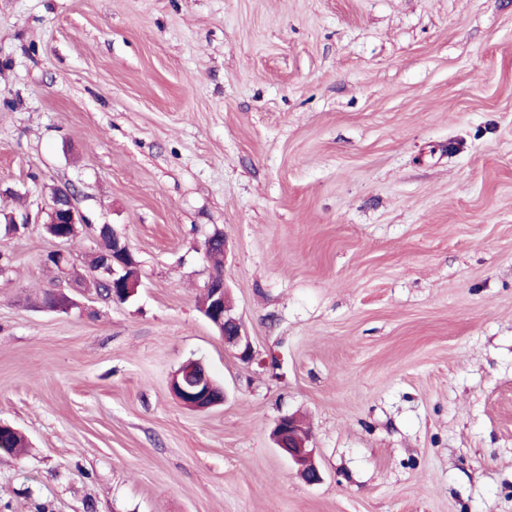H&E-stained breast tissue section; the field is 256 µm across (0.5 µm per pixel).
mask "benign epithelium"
Returning <instances> with one entry per match:
<instances>
[{"mask_svg": "<svg viewBox=\"0 0 512 512\" xmlns=\"http://www.w3.org/2000/svg\"><path fill=\"white\" fill-rule=\"evenodd\" d=\"M77 191L68 186L53 190L51 204L44 223L46 233L63 243L71 241L86 219L77 205ZM96 240L101 246L97 252V264L90 277L71 271L73 260L62 251L52 253L62 273V283L53 290L54 311L69 310L72 301L67 288H83L89 278L109 288L110 298L125 302L137 293L140 285L138 266L123 237L110 224H100ZM209 298L202 306V313L224 339V346L236 351L243 361L253 359L252 345L240 318L232 314L224 276L212 274L205 283ZM170 389L176 399L193 410H206L223 404L225 392L217 385L198 360H189L176 371L170 380ZM272 439L281 454L302 466L301 475L309 484H318L322 475L314 463V449L308 446L309 433L301 421L293 415L282 416L277 421Z\"/></svg>", "mask_w": 512, "mask_h": 512, "instance_id": "benign-epithelium-1", "label": "benign epithelium"}]
</instances>
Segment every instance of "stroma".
<instances>
[{
  "mask_svg": "<svg viewBox=\"0 0 512 512\" xmlns=\"http://www.w3.org/2000/svg\"><path fill=\"white\" fill-rule=\"evenodd\" d=\"M60 185L128 302L41 306ZM217 231L249 362L198 309ZM0 253V512H512V0H0ZM97 227L96 240L102 249L101 251L96 250L98 260L95 268L91 270L89 278L71 272L69 265L73 264V260L67 253L62 251L51 253L56 258L63 274L62 283L53 289L54 305L45 308L54 311L69 310L72 301L65 292V288H86L85 281L91 279L107 286L113 301L125 302L137 293L140 285L139 263L126 241L112 224H98ZM107 287L96 285L95 290L104 295ZM170 389L176 399L193 410H206L223 404L225 392L215 391L217 385L198 360H189L170 380ZM272 439L281 454L302 466L301 475L308 484H318L322 475L314 463V448L308 446L309 433L293 415L282 416L277 421ZM4 429H8L12 432L1 433ZM17 430L8 425L0 424V451L8 454L21 455L24 453L27 444L25 437L22 434H17Z\"/></svg>",
  "mask_w": 512,
  "mask_h": 512,
  "instance_id": "stroma-1",
  "label": "stroma"
}]
</instances>
